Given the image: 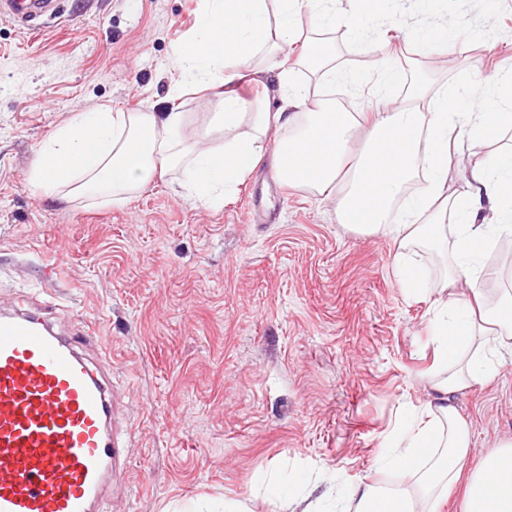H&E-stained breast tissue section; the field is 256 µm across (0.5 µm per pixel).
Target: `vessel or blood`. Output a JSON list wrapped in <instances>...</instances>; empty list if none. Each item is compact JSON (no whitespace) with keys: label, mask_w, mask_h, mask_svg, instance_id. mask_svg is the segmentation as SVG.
<instances>
[{"label":"vessel or blood","mask_w":512,"mask_h":512,"mask_svg":"<svg viewBox=\"0 0 512 512\" xmlns=\"http://www.w3.org/2000/svg\"><path fill=\"white\" fill-rule=\"evenodd\" d=\"M62 0H0L37 33ZM103 370L48 318L0 311V512H94L121 456Z\"/></svg>","instance_id":"b4317fda"}]
</instances>
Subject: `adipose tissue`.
<instances>
[{"mask_svg":"<svg viewBox=\"0 0 512 512\" xmlns=\"http://www.w3.org/2000/svg\"><path fill=\"white\" fill-rule=\"evenodd\" d=\"M362 19L350 0H200L197 30L179 48L177 62L186 77L215 92L207 126L189 132L175 106L80 112L41 143L28 180L60 202L107 196L120 203L175 170L187 196L220 209L261 162L270 129L284 130L275 150L282 181L336 197L337 219L353 231L391 235L407 290L432 297L437 310V399L379 460L396 470L400 483L356 485L338 512H439L461 481L462 512H512V440L472 460L470 426L451 401L473 383L491 381L494 358L512 351V292L491 301L475 292L484 247L512 232V153L476 163L465 194L447 188L450 156L464 144H481L492 128L512 126V76L488 93L472 82L433 91L416 83L400 103L361 125L359 113L295 85L283 57L295 45L313 76L335 73L332 58L316 40L303 38L302 29L340 23L355 31ZM243 68L275 80L278 111L238 95L234 83ZM245 121L251 132L238 135ZM216 137L223 141L217 149L210 145ZM448 241L452 270L428 288L414 256Z\"/></svg>","mask_w":512,"mask_h":512,"instance_id":"adipose-tissue-1","label":"adipose tissue"}]
</instances>
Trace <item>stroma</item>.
I'll use <instances>...</instances> for the list:
<instances>
[{"mask_svg": "<svg viewBox=\"0 0 512 512\" xmlns=\"http://www.w3.org/2000/svg\"><path fill=\"white\" fill-rule=\"evenodd\" d=\"M199 2L71 0L36 34L0 15V298L51 292L57 329L90 322L84 350L112 362L131 438L106 512H224L228 499L281 512L261 485L272 472L299 501L394 484L377 459L433 397L434 309L406 292L389 236L353 233L335 201L282 187L266 160L218 211L182 196L172 175L122 204H62L27 182L41 142L76 113L167 111ZM434 19L451 36L493 38L449 58L398 34L391 63L406 81L490 86L512 64V0H439ZM325 35L342 73L323 79L325 95L366 114L403 96L404 84L353 92L344 76L370 68L368 41L340 25ZM509 150L504 129L453 155L449 192L466 191L480 157ZM453 400L475 454L512 439V353Z\"/></svg>", "mask_w": 512, "mask_h": 512, "instance_id": "1", "label": "stroma"}]
</instances>
